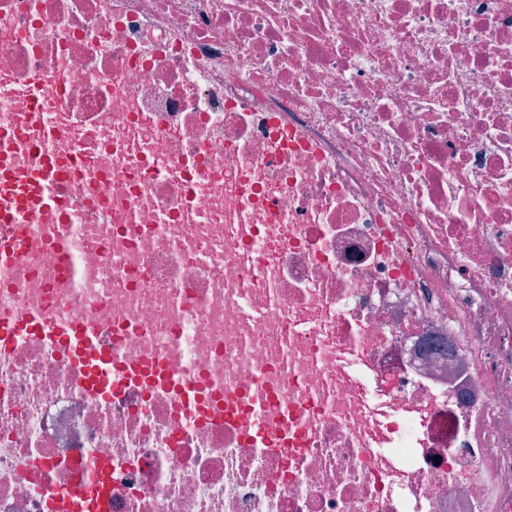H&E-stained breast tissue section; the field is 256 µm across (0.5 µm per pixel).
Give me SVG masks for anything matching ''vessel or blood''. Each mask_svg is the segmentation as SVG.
<instances>
[{"instance_id": "b4317fda", "label": "vessel or blood", "mask_w": 512, "mask_h": 512, "mask_svg": "<svg viewBox=\"0 0 512 512\" xmlns=\"http://www.w3.org/2000/svg\"><path fill=\"white\" fill-rule=\"evenodd\" d=\"M58 73L43 71L30 81L17 84L0 77V97L22 101L23 109L14 113L7 127L0 129V226L28 224H60L71 217L86 223L104 220L102 209L92 205L88 196L73 194L60 199L54 194L56 185L71 177V156L64 153L60 142L67 141L88 156H95L97 146L85 131L68 124L62 110L64 93L59 88ZM30 248L18 235L0 236V268L19 266ZM98 333L89 326L68 320H52L50 315L30 310L0 316V348H7L16 338L47 341L59 346L75 364L85 368L86 387L97 394L111 386L115 373L125 379L174 392L186 413L195 408V389L163 363L147 361L131 367L120 366L111 352L101 350ZM340 378L359 390L365 406L374 416V449H381L392 438L398 414L387 405L386 390L376 377L366 357L348 349L339 352L336 368ZM260 442L270 443L273 451L288 454V447L269 441L263 410H249L242 416ZM93 480L88 492L59 489L54 493V512H105L104 487L111 467L97 461L91 466Z\"/></svg>"}]
</instances>
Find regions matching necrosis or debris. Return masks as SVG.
<instances>
[{
	"label": "necrosis or debris",
	"instance_id": "4bbe7bcc",
	"mask_svg": "<svg viewBox=\"0 0 512 512\" xmlns=\"http://www.w3.org/2000/svg\"><path fill=\"white\" fill-rule=\"evenodd\" d=\"M0 73L53 69L98 139L102 224H24L0 314L82 320L194 381L85 393L62 351L0 355V512L112 462L108 512H512V0H0ZM137 137L160 175L130 169ZM201 178L197 223L164 177ZM244 209L249 232L230 223ZM284 227L272 277L246 270ZM66 244L73 280L56 275ZM414 409L379 472L336 349ZM265 411L283 457L236 415Z\"/></svg>",
	"mask_w": 512,
	"mask_h": 512
}]
</instances>
